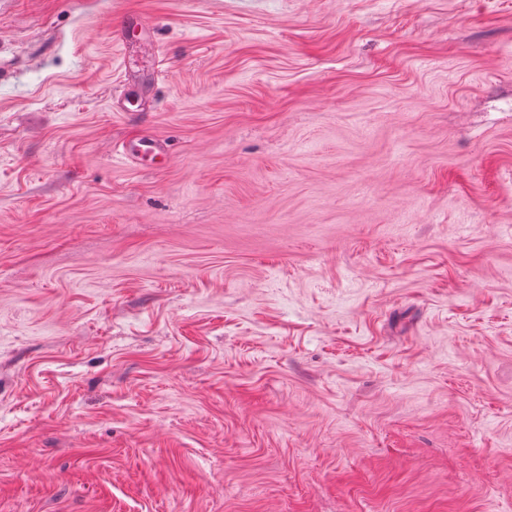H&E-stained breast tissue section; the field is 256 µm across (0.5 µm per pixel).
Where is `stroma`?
Instances as JSON below:
<instances>
[{
	"mask_svg": "<svg viewBox=\"0 0 512 512\" xmlns=\"http://www.w3.org/2000/svg\"><path fill=\"white\" fill-rule=\"evenodd\" d=\"M0 512H512V0H0ZM161 150L162 144L156 140H143L136 148L131 147L129 142L122 141L113 145L112 156L123 163L134 162L140 159L141 155H155Z\"/></svg>",
	"mask_w": 512,
	"mask_h": 512,
	"instance_id": "stroma-1",
	"label": "stroma"
}]
</instances>
